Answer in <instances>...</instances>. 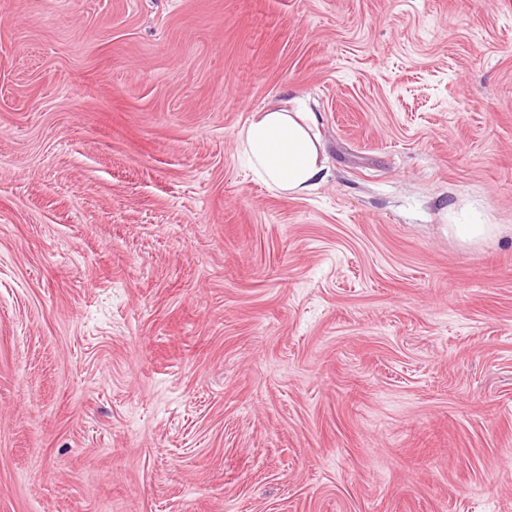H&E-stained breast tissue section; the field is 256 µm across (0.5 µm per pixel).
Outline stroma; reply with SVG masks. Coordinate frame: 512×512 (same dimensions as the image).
<instances>
[{"instance_id":"1","label":"stroma","mask_w":512,"mask_h":512,"mask_svg":"<svg viewBox=\"0 0 512 512\" xmlns=\"http://www.w3.org/2000/svg\"><path fill=\"white\" fill-rule=\"evenodd\" d=\"M0 512H512V0H0ZM314 112H254L238 140L254 174L272 191L303 195L324 178Z\"/></svg>"}]
</instances>
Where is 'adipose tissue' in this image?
Here are the masks:
<instances>
[{
  "label": "adipose tissue",
  "instance_id": "adipose-tissue-1",
  "mask_svg": "<svg viewBox=\"0 0 512 512\" xmlns=\"http://www.w3.org/2000/svg\"><path fill=\"white\" fill-rule=\"evenodd\" d=\"M317 120L310 112H254L238 140L254 174L272 191L302 195L323 179Z\"/></svg>",
  "mask_w": 512,
  "mask_h": 512
}]
</instances>
